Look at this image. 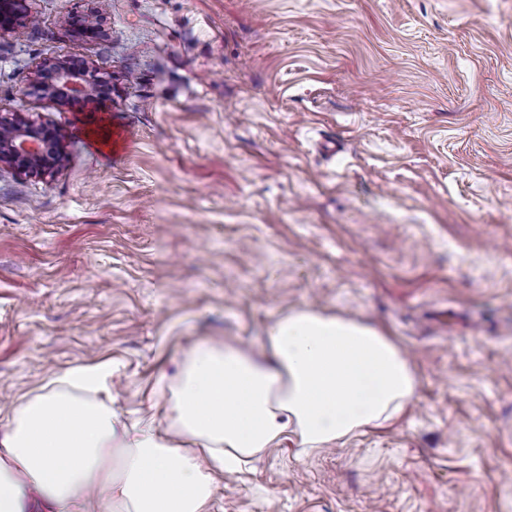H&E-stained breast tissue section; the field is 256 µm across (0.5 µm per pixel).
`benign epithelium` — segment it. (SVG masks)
Segmentation results:
<instances>
[{"instance_id": "1", "label": "benign epithelium", "mask_w": 512, "mask_h": 512, "mask_svg": "<svg viewBox=\"0 0 512 512\" xmlns=\"http://www.w3.org/2000/svg\"><path fill=\"white\" fill-rule=\"evenodd\" d=\"M26 0H0V35L12 32L28 17ZM32 86L60 105L107 97L112 85L87 65L75 67L66 60L39 65ZM67 158L65 136L60 129L37 123L21 112L0 114V168L29 176H45Z\"/></svg>"}]
</instances>
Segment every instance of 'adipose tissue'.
<instances>
[{"instance_id": "obj_1", "label": "adipose tissue", "mask_w": 512, "mask_h": 512, "mask_svg": "<svg viewBox=\"0 0 512 512\" xmlns=\"http://www.w3.org/2000/svg\"><path fill=\"white\" fill-rule=\"evenodd\" d=\"M266 361L192 347L158 392L168 422L112 407L108 362L52 377L0 416V512H210L211 466L236 469L284 441L319 452L394 424L418 370L378 327L293 308L266 331Z\"/></svg>"}]
</instances>
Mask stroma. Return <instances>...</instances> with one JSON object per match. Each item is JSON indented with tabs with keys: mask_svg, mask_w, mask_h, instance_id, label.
<instances>
[{
	"mask_svg": "<svg viewBox=\"0 0 512 512\" xmlns=\"http://www.w3.org/2000/svg\"><path fill=\"white\" fill-rule=\"evenodd\" d=\"M26 6L0 113L68 160L0 170V408L108 362L113 407L161 421L194 345L260 360L282 312L320 309L393 336L416 400L218 475L213 512H512V0ZM54 57L111 101L33 90Z\"/></svg>",
	"mask_w": 512,
	"mask_h": 512,
	"instance_id": "obj_1",
	"label": "stroma"
}]
</instances>
